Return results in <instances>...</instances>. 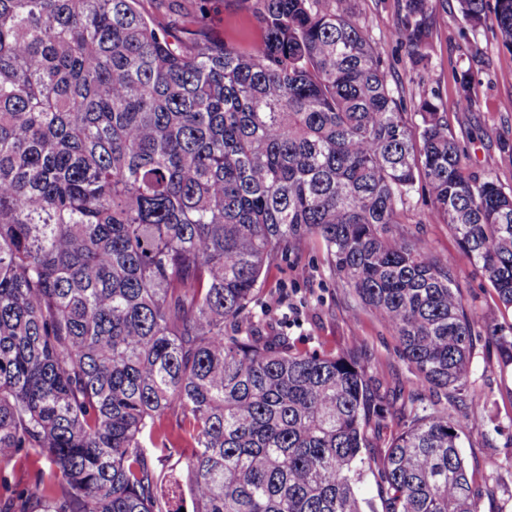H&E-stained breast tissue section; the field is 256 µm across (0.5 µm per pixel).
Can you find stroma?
<instances>
[{
  "label": "stroma",
  "mask_w": 512,
  "mask_h": 512,
  "mask_svg": "<svg viewBox=\"0 0 512 512\" xmlns=\"http://www.w3.org/2000/svg\"><path fill=\"white\" fill-rule=\"evenodd\" d=\"M141 10L156 24L191 39L196 28L191 17L203 14L202 27L215 41L247 50L260 31L237 0H140ZM355 15L371 38L387 43L384 67L404 111L416 112L426 94H438L448 114V127L468 153L473 175L493 173L512 187V165L500 158L499 142L512 141V50L504 47L494 28L474 36L478 52L466 64L473 75V107L455 106L457 77L465 24L456 0L432 20L430 59L413 65L392 35L399 17V0H354ZM404 229L424 236L441 262L452 263L462 276L465 300L482 337L471 364V389L478 397V417L462 439L470 468L487 480L482 512H512V369H501L497 350L488 346L491 329L512 321L503 314L492 291L468 255L461 250L427 195L416 194L403 215ZM262 302L267 315L302 351L337 352L363 348L372 359L373 384L390 406L392 423L408 416L411 407L445 402L403 360L394 334L365 307L351 289L332 277L324 263L320 241L304 239L287 261L272 264L263 278Z\"/></svg>",
  "instance_id": "stroma-1"
}]
</instances>
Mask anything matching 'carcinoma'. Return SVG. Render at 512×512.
<instances>
[{
    "instance_id": "carcinoma-1",
    "label": "carcinoma",
    "mask_w": 512,
    "mask_h": 512,
    "mask_svg": "<svg viewBox=\"0 0 512 512\" xmlns=\"http://www.w3.org/2000/svg\"><path fill=\"white\" fill-rule=\"evenodd\" d=\"M457 2L512 49V0ZM239 3L244 52L139 0H0V465L51 466L0 512H177L185 491L194 512H376L368 473L382 512H481L460 452L480 334L456 268L396 225L426 189L512 311V187L468 171L438 95L403 112L352 0ZM447 4L403 0L414 64ZM307 237L452 405L390 433L367 353L264 334L265 269ZM168 415L184 484L151 462Z\"/></svg>"
}]
</instances>
